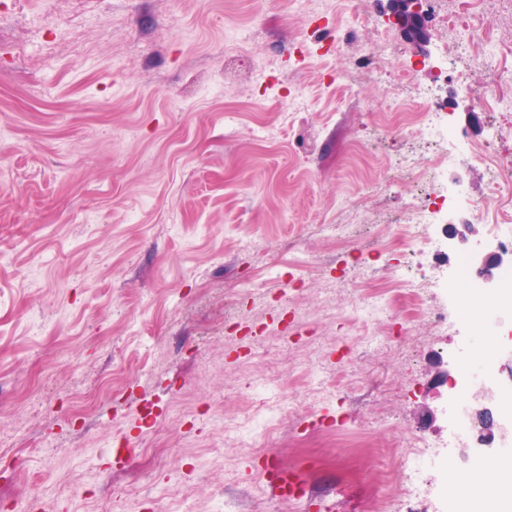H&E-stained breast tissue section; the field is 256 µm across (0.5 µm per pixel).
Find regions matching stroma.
<instances>
[{"instance_id": "1", "label": "stroma", "mask_w": 512, "mask_h": 512, "mask_svg": "<svg viewBox=\"0 0 512 512\" xmlns=\"http://www.w3.org/2000/svg\"><path fill=\"white\" fill-rule=\"evenodd\" d=\"M356 0H0V512H166L214 497L244 512H283L255 473L252 449L224 423L257 403L254 382L308 406L277 435L273 459L299 469L291 445L324 431L378 447L416 432L441 442L442 359L490 352L482 321L467 344L426 339L425 321L351 323L357 267L399 265L391 242L424 191L396 160L433 156L395 127L387 83L330 87L354 49L410 63L461 54L427 19L417 50L370 0L355 47L342 33ZM301 41H292L296 31ZM50 52L18 57L17 43ZM461 108L448 121L512 159V112ZM370 212L355 242L322 225ZM251 293L235 295L239 282ZM161 442L160 454L145 444ZM335 468L310 479L334 512H363Z\"/></svg>"}]
</instances>
